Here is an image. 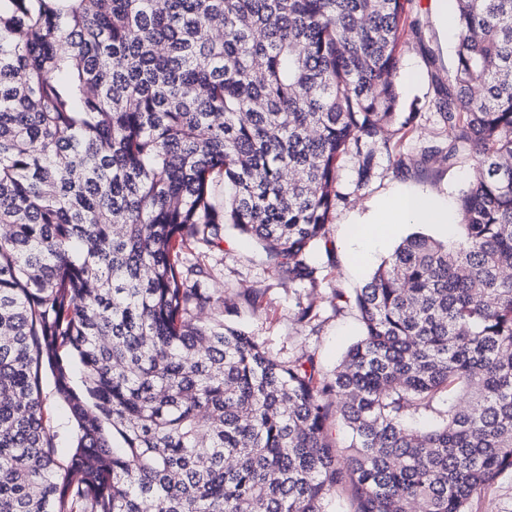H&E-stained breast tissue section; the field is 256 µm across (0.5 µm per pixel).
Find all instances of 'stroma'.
Returning a JSON list of instances; mask_svg holds the SVG:
<instances>
[{
  "label": "stroma",
  "mask_w": 512,
  "mask_h": 512,
  "mask_svg": "<svg viewBox=\"0 0 512 512\" xmlns=\"http://www.w3.org/2000/svg\"><path fill=\"white\" fill-rule=\"evenodd\" d=\"M408 21L402 38L401 67L417 70L420 79L400 86L402 111L416 113L410 133L401 142L405 165L395 168L383 146H376L374 175L361 188L357 185L355 156L343 158L336 181L338 197L327 233L333 253L328 256L319 251L313 255L312 262L319 269L316 282L291 281L278 275L268 265L262 249L230 227L224 230L222 247L205 254L204 262L211 272L208 286L220 301L202 312V320L220 319L225 325L244 331L277 361L311 357L323 372H334L362 334L356 309L337 307L335 291L350 292L360 287L390 257L404 236L420 232L441 241L446 238L435 226L407 225L359 269L347 247L349 235L356 230L350 222L352 216L367 214L371 203L399 191L432 192L453 203L468 187L473 164L470 156H460L455 163L448 164L429 153L430 147L444 145L446 139L432 100L435 87L448 82L456 42L445 39L433 0H411ZM305 307L314 312L311 320L299 318ZM41 395L56 434L57 455L66 458L72 436L51 376L43 377Z\"/></svg>",
  "instance_id": "35a3bbf8"
}]
</instances>
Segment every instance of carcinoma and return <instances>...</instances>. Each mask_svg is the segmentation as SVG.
<instances>
[{
    "instance_id": "cac0c4a2",
    "label": "carcinoma",
    "mask_w": 512,
    "mask_h": 512,
    "mask_svg": "<svg viewBox=\"0 0 512 512\" xmlns=\"http://www.w3.org/2000/svg\"><path fill=\"white\" fill-rule=\"evenodd\" d=\"M407 2L0 0V512H472L512 470V0H455L462 237L336 290L363 334L335 373L201 320L184 262L232 224L316 282L343 156L361 188L375 145L404 165ZM41 395L48 413L51 429L56 432V450L61 459H65L72 446V436L66 427L67 413L63 405L57 400L53 379L50 374L43 376Z\"/></svg>"
}]
</instances>
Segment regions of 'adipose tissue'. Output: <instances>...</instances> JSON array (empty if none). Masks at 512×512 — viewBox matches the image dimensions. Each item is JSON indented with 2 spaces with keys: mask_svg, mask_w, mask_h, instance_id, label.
I'll use <instances>...</instances> for the list:
<instances>
[{
  "mask_svg": "<svg viewBox=\"0 0 512 512\" xmlns=\"http://www.w3.org/2000/svg\"><path fill=\"white\" fill-rule=\"evenodd\" d=\"M364 229L350 238L349 249L356 265H363L370 257L380 238L371 227L375 224L430 223L447 226L456 223L457 216L447 200L428 193H405L372 206L364 216Z\"/></svg>",
  "mask_w": 512,
  "mask_h": 512,
  "instance_id": "adipose-tissue-1",
  "label": "adipose tissue"
}]
</instances>
